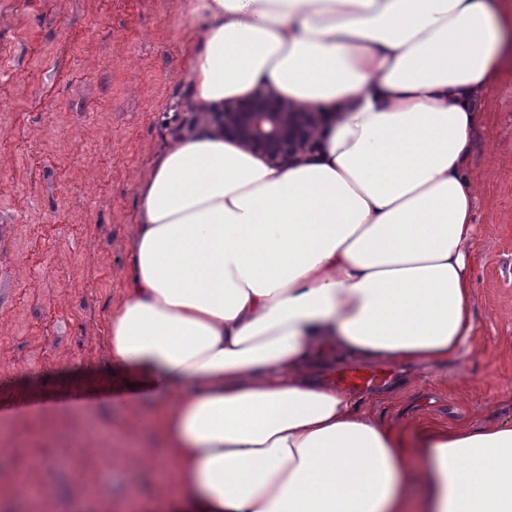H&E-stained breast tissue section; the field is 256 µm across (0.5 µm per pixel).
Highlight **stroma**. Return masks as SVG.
I'll use <instances>...</instances> for the list:
<instances>
[{"label": "stroma", "instance_id": "obj_1", "mask_svg": "<svg viewBox=\"0 0 512 512\" xmlns=\"http://www.w3.org/2000/svg\"><path fill=\"white\" fill-rule=\"evenodd\" d=\"M182 0H0V512H136L152 481L119 433L105 321L128 273L136 181L188 115ZM468 173L476 333L443 367L355 399L385 425L512 419V70L484 96Z\"/></svg>", "mask_w": 512, "mask_h": 512}]
</instances>
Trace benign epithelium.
Instances as JSON below:
<instances>
[{"label":"benign epithelium","mask_w":512,"mask_h":512,"mask_svg":"<svg viewBox=\"0 0 512 512\" xmlns=\"http://www.w3.org/2000/svg\"><path fill=\"white\" fill-rule=\"evenodd\" d=\"M323 119L269 87L226 101L224 111L214 113L224 141L283 168L315 149Z\"/></svg>","instance_id":"obj_1"}]
</instances>
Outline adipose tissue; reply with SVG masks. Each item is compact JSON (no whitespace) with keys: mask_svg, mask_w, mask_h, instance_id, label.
<instances>
[{"mask_svg":"<svg viewBox=\"0 0 512 512\" xmlns=\"http://www.w3.org/2000/svg\"><path fill=\"white\" fill-rule=\"evenodd\" d=\"M197 118L137 184L109 355L175 492L140 512H512V423L393 429L330 383L442 366L475 331L476 102L512 0H185ZM260 86L325 112L288 168L212 118ZM426 460L415 470L412 458Z\"/></svg>","mask_w":512,"mask_h":512,"instance_id":"ef3b65f1","label":"adipose tissue"}]
</instances>
